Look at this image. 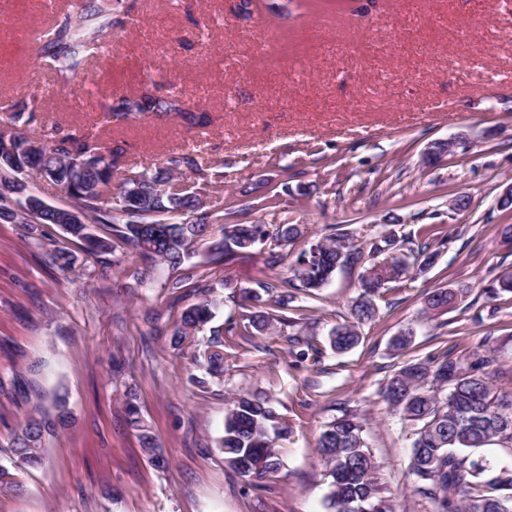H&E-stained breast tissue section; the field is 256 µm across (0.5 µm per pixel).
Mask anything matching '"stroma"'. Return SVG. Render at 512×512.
<instances>
[{
  "instance_id": "35a3bbf8",
  "label": "stroma",
  "mask_w": 512,
  "mask_h": 512,
  "mask_svg": "<svg viewBox=\"0 0 512 512\" xmlns=\"http://www.w3.org/2000/svg\"><path fill=\"white\" fill-rule=\"evenodd\" d=\"M129 2V21L109 35L111 58L63 86L34 40L49 24L46 0H0L8 19L0 25V108L87 129L122 149L123 168L135 172L174 152L197 156L224 174L223 187L207 192V209L239 222L282 216L306 226L274 267L268 242L227 266L209 263L206 245H197L196 272L215 285L213 325L238 320L240 289L289 276L299 253L326 234L364 241L393 224L412 240L446 245L424 278L382 293L350 352L332 351L328 336L358 294L355 267L338 271L317 297L293 292L318 358L295 364L288 327L228 335L233 368L223 384L201 386L187 376L209 335L171 348L182 309L198 297L188 287L165 289L167 266L151 267L149 287L137 286L129 271L141 258L122 244L92 276L73 242L74 266L63 272L45 259L48 246L65 241L59 227H45L38 244L24 225L0 221V466L21 487L0 494V512H326L316 441L346 408L366 409L365 443L401 512H431L407 485L409 442L378 388L429 352L468 358L488 335L496 393L512 397V293L484 292L512 269V248L498 236L512 210L497 204L512 183V0ZM150 81L161 93H182L189 109L208 113L209 126L174 116L105 123L101 103ZM458 135L470 139L468 154L422 165L429 143ZM258 181L288 183L278 211L243 194ZM459 194L471 205L449 215ZM461 285L472 288L465 301L425 313L426 290ZM409 326L413 343L393 352L391 339ZM129 389L165 468L126 425ZM255 389L292 429L276 441L283 466L263 489L246 485L214 451L227 395ZM57 393L68 397L71 427L47 440L41 467L13 466V431L34 410L51 409Z\"/></svg>"
}]
</instances>
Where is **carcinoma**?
Wrapping results in <instances>:
<instances>
[{"label":"carcinoma","mask_w":512,"mask_h":512,"mask_svg":"<svg viewBox=\"0 0 512 512\" xmlns=\"http://www.w3.org/2000/svg\"><path fill=\"white\" fill-rule=\"evenodd\" d=\"M121 23L99 0H72L70 8L37 38L39 57L58 80L66 82L89 61L109 57L105 36ZM103 114L111 125L163 115L179 116L196 126L210 124L206 113L185 107L183 96L161 95L146 83L104 104ZM33 121L34 115L26 117L22 112L5 111L0 116V124L9 127L0 131V138L7 136L15 144V157L0 162V182L14 179L24 189L25 179L36 176L64 189L72 207L82 209L87 219L85 224L64 225L66 234L83 243L91 258L111 252L112 242L118 239L143 261L160 262L180 272L169 287L191 286L201 300L181 311L170 339L175 350L212 320L217 306L210 298L208 281L196 276L190 264L195 242L207 244L212 263L226 266L259 242L269 240L286 248L302 235L297 224L231 223L218 211L203 210L201 194L175 186L173 173L184 165L191 168L205 190L222 183L224 174L211 171L188 154H172L162 167L120 178L113 192L110 186L120 168L121 153L81 130L70 131L60 140V130L52 125L35 132L29 128ZM22 201L21 194L0 192V221H15ZM93 224L109 226L112 235L94 233ZM438 255L430 243L400 236L389 224L361 244L347 233L328 234L296 258L293 277L265 281L260 293L243 290V300L249 303L243 329L236 322L212 328L208 348L194 356V363L214 382H224L230 358L224 352V333L264 335L292 323L285 315L293 299L290 289L298 286L314 296L338 269L356 264L361 267L360 293L329 338L336 352L349 351L360 342L359 328L376 318L375 298L381 290L404 276L414 281L426 276ZM46 258L62 271L73 266V255L66 246H54ZM469 291L466 285L429 290L424 294L425 310L438 315ZM501 292L512 293V272L492 280L488 294ZM493 375L490 359L479 351L469 361L446 352L431 353L405 363L380 388L388 412L399 416L411 440L406 467L411 491L430 501L435 512H512V465L474 456L475 449L493 442L512 455V399L503 401L496 395ZM55 406V417L31 415L15 430L12 452L16 463L40 466L46 436L70 426L65 396L56 395ZM125 420L152 461L165 467L156 439L131 395L125 401ZM366 421V414L346 409L319 436L318 453L329 480L328 512H398L396 500L378 480V463L362 436ZM289 433L290 427L263 393H233L226 403L217 449L228 467L257 487L281 469L275 438Z\"/></svg>","instance_id":"carcinoma-1"}]
</instances>
